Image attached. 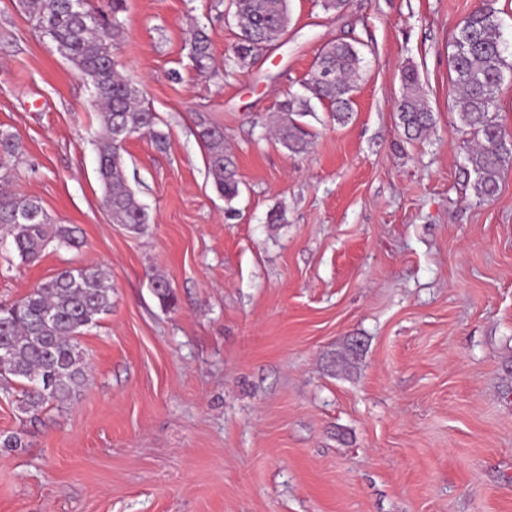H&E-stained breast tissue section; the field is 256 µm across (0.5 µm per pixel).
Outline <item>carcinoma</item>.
I'll return each instance as SVG.
<instances>
[{"label": "carcinoma", "instance_id": "cac0c4a2", "mask_svg": "<svg viewBox=\"0 0 512 512\" xmlns=\"http://www.w3.org/2000/svg\"><path fill=\"white\" fill-rule=\"evenodd\" d=\"M233 17L239 28L233 57L224 62L244 64L271 48L288 27V0H231ZM25 11L33 31L49 39L90 85L102 112L98 139V175L104 187L103 206L112 222L131 233L140 234L148 223L145 209L137 201L125 175L123 151L136 135H148L160 150L167 137L158 129V117L145 106L141 86L113 63L114 52L126 35L121 13L124 0H107L106 8H96L83 0H25ZM189 58L201 72H217L211 41L203 27L192 30ZM361 59L353 44L332 43L322 54L306 82L314 98L328 103L336 120L344 122L352 111L350 94L359 75ZM453 90L460 123L476 147L467 149L466 161L478 174L477 195L488 200L498 191V181L506 159L512 156L505 131L498 123L497 92L508 68L500 23L492 3L486 2L463 20L454 38L449 59ZM405 93L397 103L404 135L418 139L434 125L418 72L403 70ZM311 111L308 102L294 97L280 104V122L275 126L278 141L289 150L302 153L309 133L291 119L295 112ZM197 138L206 152L208 177L228 202L238 197L240 182L233 155L224 146V129L204 122L198 124ZM20 151L16 133L0 128V169H8ZM0 228L11 237L20 259L37 261L46 246L55 241L66 247L82 244L75 226L55 224L36 198L0 192ZM154 295L168 308L174 303L170 283L155 276ZM112 310V285L99 267L64 269L39 284L25 296L0 304V382L23 385L21 409L29 422L39 420L53 403L62 405L88 380V363L76 342L81 330L95 325ZM27 431L0 434V450L18 451L27 447Z\"/></svg>", "mask_w": 512, "mask_h": 512}]
</instances>
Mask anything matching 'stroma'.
Returning <instances> with one entry per match:
<instances>
[{"label": "stroma", "mask_w": 512, "mask_h": 512, "mask_svg": "<svg viewBox=\"0 0 512 512\" xmlns=\"http://www.w3.org/2000/svg\"><path fill=\"white\" fill-rule=\"evenodd\" d=\"M480 0H289L288 30L229 74L227 0H126L116 56L168 136L126 144L149 222L112 223L97 172L101 114L81 74L0 0V127L21 152L10 189L78 227L22 262L0 231V300L99 267L112 310L77 341L89 380L23 425L0 390V512H512V159L475 194L450 85L452 35ZM362 52L347 123L321 103L306 152L270 135L323 47ZM436 118L408 140L401 70ZM223 127L240 195L213 187L200 122ZM166 276L175 304L151 290ZM189 58L194 67L201 72L210 71L217 74L215 60L211 49V41L203 27L192 30L189 38Z\"/></svg>", "instance_id": "obj_1"}]
</instances>
